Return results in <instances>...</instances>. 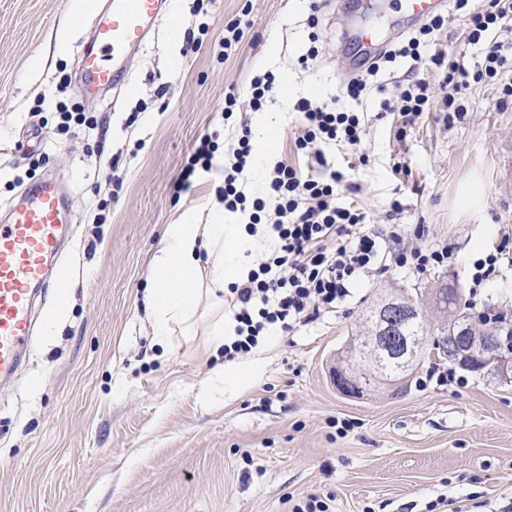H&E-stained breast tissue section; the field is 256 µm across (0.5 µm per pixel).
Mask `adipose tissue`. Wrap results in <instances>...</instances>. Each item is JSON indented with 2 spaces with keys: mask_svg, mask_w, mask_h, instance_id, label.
I'll return each instance as SVG.
<instances>
[{
  "mask_svg": "<svg viewBox=\"0 0 512 512\" xmlns=\"http://www.w3.org/2000/svg\"><path fill=\"white\" fill-rule=\"evenodd\" d=\"M245 233V225L225 223L220 208L206 224L185 220L168 225L152 262L147 295L155 335L191 321L203 301L223 298L225 286L242 273V256L249 247Z\"/></svg>",
  "mask_w": 512,
  "mask_h": 512,
  "instance_id": "1",
  "label": "adipose tissue"
}]
</instances>
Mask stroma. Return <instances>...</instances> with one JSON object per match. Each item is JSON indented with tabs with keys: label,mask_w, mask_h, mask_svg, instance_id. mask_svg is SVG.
Segmentation results:
<instances>
[{
	"label": "stroma",
	"mask_w": 512,
	"mask_h": 512,
	"mask_svg": "<svg viewBox=\"0 0 512 512\" xmlns=\"http://www.w3.org/2000/svg\"><path fill=\"white\" fill-rule=\"evenodd\" d=\"M80 4L0 0V213L47 173L71 210L56 261L66 300L37 323L27 364L0 381V512H291L312 495L331 512H512V382L469 372L466 386L423 389L417 378L438 363L430 355L397 398L382 387L351 397L330 377L382 295L444 283L470 295L472 261L501 247L512 253V101L500 85L464 90L465 113L453 121L435 93V106L406 128L371 93L360 144L325 150L344 175L343 202L406 243H448L447 265L375 272L339 312L228 362L211 344L213 312L193 335L175 326L160 338L145 311L167 225L187 216L207 223L218 203L214 173L175 194L186 158L204 134L231 147L232 128L266 112L276 128L273 161L297 163L295 104L335 96L346 75L347 19L368 15L391 43L412 26L398 5L376 11L371 0H208L200 17L193 0H170L166 22L125 61L136 93L89 97L77 90L90 32L72 23ZM313 14L322 39L305 70L298 58ZM242 15L249 26L225 61L169 36L172 19L187 28L203 21L215 42ZM265 71L286 78L288 94L257 112L248 90ZM63 75L66 93L49 95ZM230 91L238 107L227 121ZM60 100L103 127L60 134ZM115 174L123 180L116 194ZM472 297L477 308L512 313V269ZM232 369L244 382L223 378Z\"/></svg>",
	"instance_id": "obj_1"
}]
</instances>
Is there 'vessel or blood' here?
Segmentation results:
<instances>
[{
  "label": "vessel or blood",
  "mask_w": 512,
  "mask_h": 512,
  "mask_svg": "<svg viewBox=\"0 0 512 512\" xmlns=\"http://www.w3.org/2000/svg\"><path fill=\"white\" fill-rule=\"evenodd\" d=\"M412 20L425 19L442 9L446 0H398ZM168 0H107L98 10L92 44L81 57L83 94L119 89L135 93L122 62L140 47L161 22ZM378 29L360 26L348 58L350 69L366 66L383 48ZM69 220V200L50 177L30 184L0 223V378L15 375L26 360L36 317L49 309H35L37 290L56 287L47 261L63 248Z\"/></svg>",
  "instance_id": "b4317fda"
}]
</instances>
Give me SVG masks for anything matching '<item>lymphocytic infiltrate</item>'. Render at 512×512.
Segmentation results:
<instances>
[{
    "label": "lymphocytic infiltrate",
    "mask_w": 512,
    "mask_h": 512,
    "mask_svg": "<svg viewBox=\"0 0 512 512\" xmlns=\"http://www.w3.org/2000/svg\"><path fill=\"white\" fill-rule=\"evenodd\" d=\"M453 9L466 19V46L478 47L472 57L464 50L429 53L436 31L446 19L436 15L387 49L365 73L350 76L340 87L345 107L320 106L301 99L296 110L301 130L295 140L298 154L314 160V173L277 162L267 180V198H247L241 188L253 153L251 130L240 124L236 145L221 157L219 144L202 136L190 154L177 192L189 191L198 174L220 169L223 184L219 200L231 213L249 215L248 234L271 236L275 246L258 259L243 281L229 285L233 327L224 338V358L232 361L250 354L273 330L291 333L302 324L346 304L357 282L377 270L392 267L423 273L447 264L452 250L445 243L406 246L400 234L367 229V215L338 201L344 175L327 167L324 149L359 144L363 118L359 111L369 91L382 95L380 109L398 113L411 125L425 112L434 89H443L442 105L455 115L464 108L458 100L471 84L497 82L503 96L512 97V0H485L474 8L470 0H453ZM429 60L439 72L438 86L410 80L392 95L378 83V75L397 59Z\"/></svg>",
    "instance_id": "f902f5d3"
}]
</instances>
